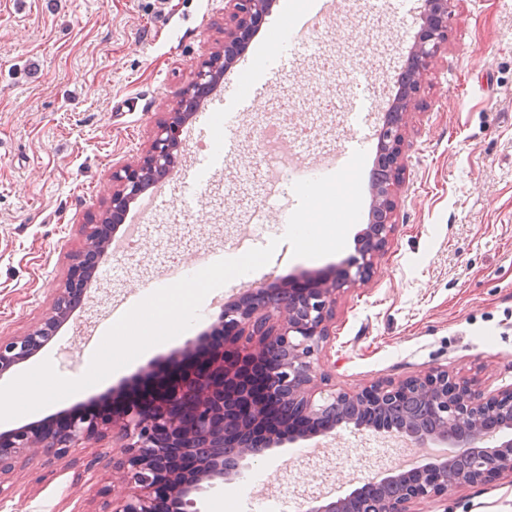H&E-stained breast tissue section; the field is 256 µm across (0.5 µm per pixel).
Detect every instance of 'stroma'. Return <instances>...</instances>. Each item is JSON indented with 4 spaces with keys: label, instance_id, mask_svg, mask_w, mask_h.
<instances>
[{
    "label": "stroma",
    "instance_id": "35a3bbf8",
    "mask_svg": "<svg viewBox=\"0 0 512 512\" xmlns=\"http://www.w3.org/2000/svg\"><path fill=\"white\" fill-rule=\"evenodd\" d=\"M370 0H342L315 36L329 70L302 61L277 74L267 102L238 129V153L214 177L205 213L139 214L140 252H115L108 278L94 277L84 306L32 358L63 377L86 371L77 332L103 326L114 303L160 280L172 259L233 251L249 213L264 202L260 136L279 122L289 136L309 131V146L338 145L342 126L325 101L339 104L351 73L388 78L421 24L380 4L365 26ZM224 43V0H0V336H19L49 312L79 229L102 216L112 173L136 161L175 93ZM397 224L368 283L336 296L320 370L330 384L355 391L445 369L475 388H512V0H457L448 42L421 92L404 148ZM361 225L341 252L291 258L279 277L249 273L250 286L291 276L331 274L354 255ZM176 337L103 381L0 430L110 404V390L133 392L177 369ZM381 434L341 425L319 439L273 449L264 490L306 512L334 488L348 495L384 471L372 460ZM112 440L82 441L52 464L36 457L0 477V512H104L113 486ZM413 512H512V476L425 499Z\"/></svg>",
    "mask_w": 512,
    "mask_h": 512
}]
</instances>
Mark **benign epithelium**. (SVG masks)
<instances>
[{
	"label": "benign epithelium",
	"instance_id": "7a95c632",
	"mask_svg": "<svg viewBox=\"0 0 512 512\" xmlns=\"http://www.w3.org/2000/svg\"><path fill=\"white\" fill-rule=\"evenodd\" d=\"M273 0H225L224 45L198 69L178 94L177 107L159 122L149 148L134 163L112 172V213L124 216L145 191L146 176L169 168L181 143L185 108L194 93L227 67L266 19ZM454 0H425L426 18L409 61L413 72L398 104L400 119L380 131L386 176L372 196L377 218L362 229L358 255L330 279L318 275L244 292L224 305L211 331L186 343L184 355L202 354L164 378L156 387L117 406L89 405L71 413L64 428L28 424L0 432V476L27 464L41 450L63 458L76 443L112 433L120 443L113 470L130 491L109 501V512H197V498L208 487L242 472L243 462L264 455L284 441L324 435L325 413L338 406L371 408L390 401L425 396L434 431L420 424L387 423L374 430L420 448L452 445L476 459L458 471L454 461L429 455L412 477L389 469L378 476L392 495L369 504L368 512H410L411 504L442 498L454 489L512 474V390L476 391L446 371L433 370L400 382H380L358 391L319 389L317 364L329 337L336 291L367 282L396 223L394 192L400 182L409 114L418 108L430 66L448 42ZM114 224H84L90 240L104 237L95 251L73 256L63 287L49 314L20 336H0V377L13 373L56 337L83 303L87 272L111 253Z\"/></svg>",
	"mask_w": 512,
	"mask_h": 512
}]
</instances>
